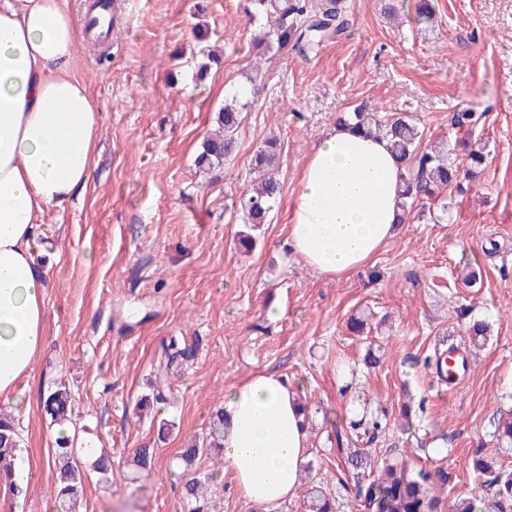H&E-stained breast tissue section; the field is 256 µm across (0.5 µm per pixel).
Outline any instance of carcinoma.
<instances>
[{
  "mask_svg": "<svg viewBox=\"0 0 512 512\" xmlns=\"http://www.w3.org/2000/svg\"><path fill=\"white\" fill-rule=\"evenodd\" d=\"M254 13L265 20L259 44L270 50L288 46L300 53L311 51L324 40L341 36L349 22L338 7L337 0H321L318 8L308 7L307 0H252ZM247 104L237 97L224 103L217 115L223 134L206 137L201 142L196 162L204 170L224 165L234 150L236 130L240 124V114ZM354 123L371 133L383 130L401 165L399 192V219L405 220L409 206L416 201L431 200L436 191L462 177H473V168L483 163V155L474 151L470 154L471 166L461 171L448 166L447 156L436 145L423 143V132L418 125L405 115L390 117L377 116L374 110L363 106L354 112L344 123ZM279 183L269 177L261 186L242 195L241 209L251 224H261L271 210V204L279 194ZM73 394L62 383L51 388L44 401L46 412L52 422L63 426L70 422ZM224 437V413L215 415L210 427L209 439L201 445H193L186 450L185 458H196L208 451H222ZM498 447L491 450V456L473 461V470L480 476L488 477L494 486L492 498L459 497L453 503L439 495L436 484H444L448 475L442 470L434 472L421 469L414 471L406 463L387 464L375 470L367 453L355 450L350 453L345 464L364 477L358 484L360 507L371 512H512V473L497 468V457L512 452V421L508 420L496 429ZM20 440L15 426V417L0 412V470H8L12 465L13 451ZM56 474L54 492L65 512H71V504L79 496L82 487L83 470L73 457L70 438H58L53 463ZM304 507L307 512H333L329 498L318 489H311Z\"/></svg>",
  "mask_w": 512,
  "mask_h": 512,
  "instance_id": "obj_1",
  "label": "carcinoma"
}]
</instances>
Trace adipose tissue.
I'll return each instance as SVG.
<instances>
[{
	"mask_svg": "<svg viewBox=\"0 0 512 512\" xmlns=\"http://www.w3.org/2000/svg\"><path fill=\"white\" fill-rule=\"evenodd\" d=\"M81 17L65 0H0V398L22 405L45 339V272L32 244L49 208L85 190L100 114L74 71ZM399 162L389 142L332 128L304 165L287 244L319 274L363 266L394 236ZM224 469L257 505L291 497L306 456L304 414L281 374L224 393Z\"/></svg>",
	"mask_w": 512,
	"mask_h": 512,
	"instance_id": "ef3b65f1",
	"label": "adipose tissue"
}]
</instances>
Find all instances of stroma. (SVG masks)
Listing matches in <instances>:
<instances>
[{"label": "stroma", "instance_id": "35a3bbf8", "mask_svg": "<svg viewBox=\"0 0 512 512\" xmlns=\"http://www.w3.org/2000/svg\"><path fill=\"white\" fill-rule=\"evenodd\" d=\"M341 3L349 28L307 55L258 53L249 0H118L106 56L81 47L75 72L101 112L95 170L81 196L44 215L32 246L50 317L28 407L0 399L30 459L20 487L0 482V512H61L55 472L42 465L60 433L43 406L57 382L74 395L75 446L112 463L103 481L83 460L75 512H189L186 482L211 471L206 512H305L313 486L336 512H358L357 481L343 466L361 443L380 464L444 469L447 499L482 487L471 462L495 447V425L512 413V0H431L426 28L415 22L418 0ZM204 47L218 62L202 80ZM252 79L259 92L234 153L199 169L226 89ZM361 104L416 117L425 144L447 146L454 165L477 144L485 161L468 185L443 190L440 223L414 204L373 259L330 277L285 256L291 205L312 148ZM469 109L484 123L455 127ZM271 139L281 193L254 226L239 199ZM246 233L249 250L239 243ZM472 270L476 281L465 283ZM353 317L364 319L363 335L349 330ZM475 320L486 324L476 342L467 334ZM173 338L186 357L158 373ZM446 343L472 359L453 389L431 368ZM372 346L380 362L368 367ZM258 371L286 376L307 408V469L293 496L268 508L235 490L219 456L181 461L225 390ZM159 389L174 405L140 407ZM375 419L374 436L355 435L354 422ZM142 448L152 465L137 475Z\"/></svg>", "mask_w": 512, "mask_h": 512}]
</instances>
